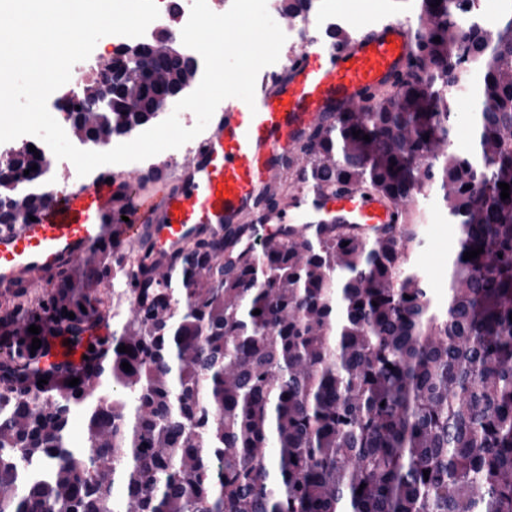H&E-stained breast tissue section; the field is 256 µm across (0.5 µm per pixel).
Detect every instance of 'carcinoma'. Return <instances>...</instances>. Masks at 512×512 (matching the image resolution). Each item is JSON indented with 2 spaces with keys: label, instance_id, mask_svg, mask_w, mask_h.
Returning a JSON list of instances; mask_svg holds the SVG:
<instances>
[{
  "label": "carcinoma",
  "instance_id": "cac0c4a2",
  "mask_svg": "<svg viewBox=\"0 0 512 512\" xmlns=\"http://www.w3.org/2000/svg\"><path fill=\"white\" fill-rule=\"evenodd\" d=\"M284 2L292 23L314 7ZM475 2L421 0L406 75L300 146L296 181L380 192L405 206L398 232L270 236L223 274L229 231L193 250L175 299L128 306L94 352L105 368L78 385L25 392L40 354L0 358V512H512V198L498 187L512 186V0L492 35L457 24ZM116 64L151 80L87 116L99 136L144 124L156 86L188 71L161 47ZM465 83L459 152L448 89ZM9 172L31 181L45 160ZM432 191L459 230L443 303L415 260L414 202ZM37 198L5 219L28 220ZM90 277L132 296L133 269L110 249ZM39 308L73 344L95 313L75 285ZM34 314L19 300L9 317ZM33 461L48 475L29 483Z\"/></svg>",
  "mask_w": 512,
  "mask_h": 512
}]
</instances>
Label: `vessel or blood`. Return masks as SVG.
Masks as SVG:
<instances>
[{
    "label": "vessel or blood",
    "instance_id": "vessel-or-blood-1",
    "mask_svg": "<svg viewBox=\"0 0 512 512\" xmlns=\"http://www.w3.org/2000/svg\"><path fill=\"white\" fill-rule=\"evenodd\" d=\"M412 49L411 28L399 21L336 36L307 27L286 67L257 83L254 105L232 99L185 156L121 174L102 169L55 190L35 221L1 224L0 296L19 287L40 292L96 247L127 248L143 270L133 287L166 291L180 281L189 246L203 234L237 230V245L254 252L271 234L302 239L336 224L370 237L394 227L397 208L374 192L299 185L287 207L262 215L257 202L325 113L360 107L405 70ZM146 180L167 186L163 198L135 195ZM40 324L46 362L60 363L63 377L86 371L82 348L68 345L52 319Z\"/></svg>",
    "mask_w": 512,
    "mask_h": 512
}]
</instances>
